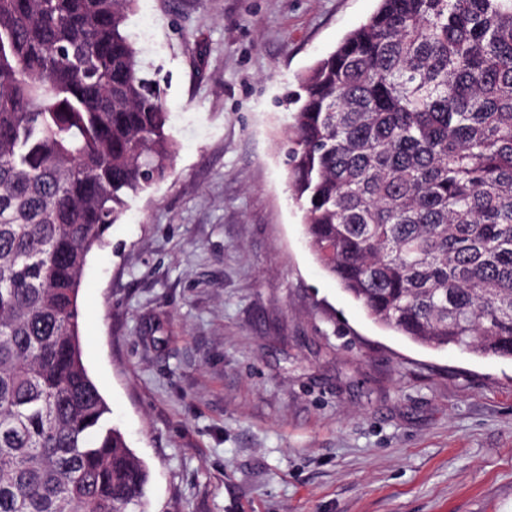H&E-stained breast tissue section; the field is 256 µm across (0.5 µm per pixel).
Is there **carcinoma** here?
Segmentation results:
<instances>
[{"mask_svg": "<svg viewBox=\"0 0 512 512\" xmlns=\"http://www.w3.org/2000/svg\"><path fill=\"white\" fill-rule=\"evenodd\" d=\"M137 2L0 0V512H147L78 301L176 153ZM378 2L288 96L309 248L375 323L512 359V0Z\"/></svg>", "mask_w": 512, "mask_h": 512, "instance_id": "cac0c4a2", "label": "carcinoma"}]
</instances>
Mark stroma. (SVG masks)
<instances>
[{
  "instance_id": "stroma-1",
  "label": "stroma",
  "mask_w": 512,
  "mask_h": 512,
  "mask_svg": "<svg viewBox=\"0 0 512 512\" xmlns=\"http://www.w3.org/2000/svg\"><path fill=\"white\" fill-rule=\"evenodd\" d=\"M377 0H138L177 153L89 256L84 364L148 512H512V360L372 322L288 191L285 98Z\"/></svg>"
}]
</instances>
